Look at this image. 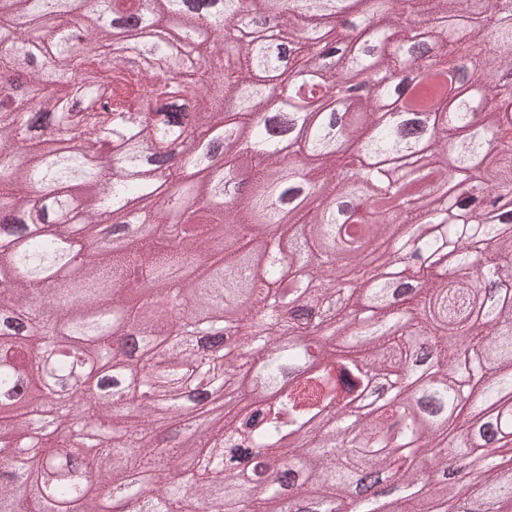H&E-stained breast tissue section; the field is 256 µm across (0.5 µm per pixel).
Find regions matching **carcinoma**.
<instances>
[{"label": "carcinoma", "instance_id": "1", "mask_svg": "<svg viewBox=\"0 0 512 512\" xmlns=\"http://www.w3.org/2000/svg\"><path fill=\"white\" fill-rule=\"evenodd\" d=\"M335 4L329 19L320 0H0V224L40 198L48 225L0 257V446L31 440L36 407L54 410L59 432L25 472L0 453V512H98L84 494L91 467L106 494L125 498L119 512H281V500L287 512H467L474 498L512 512V81L487 84L512 74V53L501 52L512 24L500 21L512 0ZM195 31L197 60L142 95L166 39ZM298 57L308 72L290 93L308 104L364 73L390 98L392 77L419 73V89L404 92L410 112L432 116V161L417 166L418 129L398 112L377 118L369 93L299 124L312 209L287 244L271 238L258 280L236 226L278 225L291 200L270 176L285 163L275 135L297 112L269 107L263 77ZM222 124L251 149L230 205V172L186 182L205 202L179 218L186 245L131 239L122 252H92L72 287L41 294L82 249L64 224L71 206L91 226L115 227L130 197L163 209L159 184L182 180L167 164L170 141L205 168L222 147L194 139ZM210 224L226 225L224 244ZM365 247L378 263L315 340L338 282L329 255L355 268ZM190 260L204 266L196 282L168 277ZM138 277L169 302L170 319L147 318L126 292ZM188 295L211 313L235 308L244 335L219 354L182 335L221 327L199 320ZM20 313L57 336L37 363ZM118 325L161 352L114 357ZM260 345L266 358L253 371L240 354ZM97 361L112 364V392L84 401L100 434L87 456L71 450L66 389ZM377 372L390 388L368 403ZM195 454L198 470L181 476ZM211 454L222 470H209ZM242 471L253 485L233 480Z\"/></svg>", "mask_w": 512, "mask_h": 512}]
</instances>
